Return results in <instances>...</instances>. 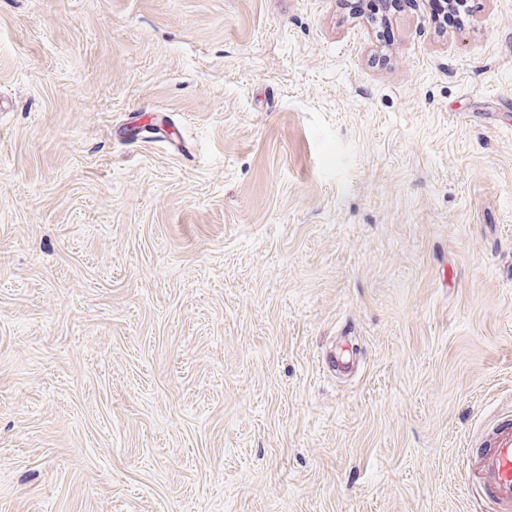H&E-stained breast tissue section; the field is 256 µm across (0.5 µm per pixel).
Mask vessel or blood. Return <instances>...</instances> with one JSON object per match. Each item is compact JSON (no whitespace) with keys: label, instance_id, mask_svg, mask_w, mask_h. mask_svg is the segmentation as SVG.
Returning <instances> with one entry per match:
<instances>
[{"label":"vessel or blood","instance_id":"vessel-or-blood-1","mask_svg":"<svg viewBox=\"0 0 512 512\" xmlns=\"http://www.w3.org/2000/svg\"><path fill=\"white\" fill-rule=\"evenodd\" d=\"M465 478L482 476L480 499L491 512H512V426L497 429L487 447L464 451Z\"/></svg>","mask_w":512,"mask_h":512}]
</instances>
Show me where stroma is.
Returning <instances> with one entry per match:
<instances>
[{
    "instance_id": "1",
    "label": "stroma",
    "mask_w": 512,
    "mask_h": 512,
    "mask_svg": "<svg viewBox=\"0 0 512 512\" xmlns=\"http://www.w3.org/2000/svg\"><path fill=\"white\" fill-rule=\"evenodd\" d=\"M0 0V512H483L512 416V0ZM465 479L473 483L476 474L486 480L479 498L493 512L512 511V426L497 429L486 448H464Z\"/></svg>"
}]
</instances>
